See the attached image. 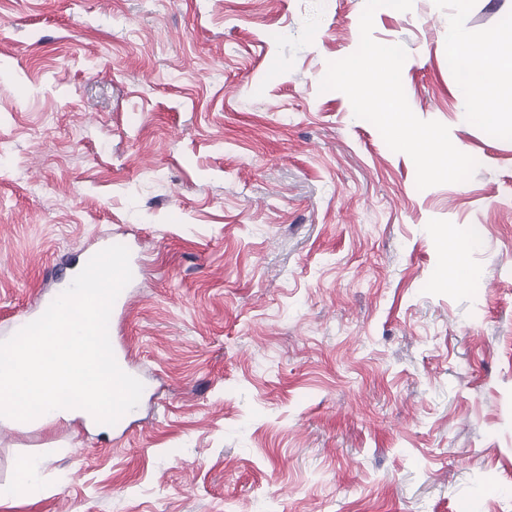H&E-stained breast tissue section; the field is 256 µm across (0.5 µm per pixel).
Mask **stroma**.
<instances>
[{"label": "stroma", "mask_w": 512, "mask_h": 512, "mask_svg": "<svg viewBox=\"0 0 512 512\" xmlns=\"http://www.w3.org/2000/svg\"><path fill=\"white\" fill-rule=\"evenodd\" d=\"M365 0H0V339L60 262L122 244L126 432L0 427V512H512V112L473 115L451 29L512 0L382 7L414 114L476 159L418 189L321 91ZM468 247L436 285L441 237ZM36 471V462L24 463L20 468V478L16 484H0V503L15 498L21 493H25L31 497L37 496L40 493V487L35 478Z\"/></svg>", "instance_id": "35a3bbf8"}]
</instances>
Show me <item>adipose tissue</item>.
<instances>
[{
	"instance_id": "adipose-tissue-1",
	"label": "adipose tissue",
	"mask_w": 512,
	"mask_h": 512,
	"mask_svg": "<svg viewBox=\"0 0 512 512\" xmlns=\"http://www.w3.org/2000/svg\"><path fill=\"white\" fill-rule=\"evenodd\" d=\"M453 41L466 70L462 93L479 115L487 119L502 110H512V61L501 57L496 40L476 44L457 31Z\"/></svg>"
}]
</instances>
